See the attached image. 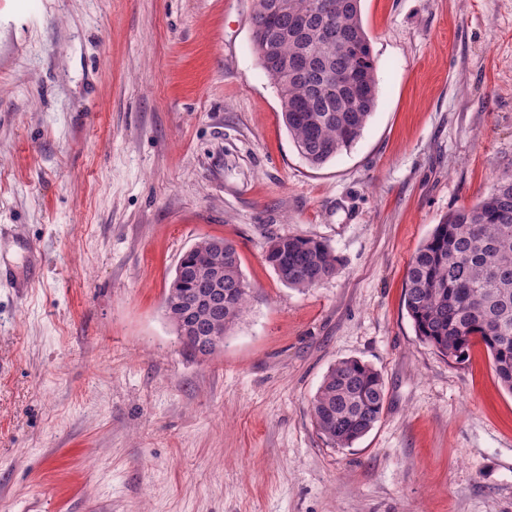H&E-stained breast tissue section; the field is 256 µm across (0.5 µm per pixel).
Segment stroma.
Masks as SVG:
<instances>
[{
    "label": "stroma",
    "instance_id": "1",
    "mask_svg": "<svg viewBox=\"0 0 512 512\" xmlns=\"http://www.w3.org/2000/svg\"><path fill=\"white\" fill-rule=\"evenodd\" d=\"M253 0H10L0 10V512H512V394L482 343L449 362L403 305L448 212L512 172V0H363L377 105L321 167L298 153ZM325 242L300 291L271 235ZM236 244L248 304L213 356L164 297ZM382 375L349 448L311 400ZM385 385L377 369L358 359L336 362L311 402L317 431L334 447L349 448L379 422Z\"/></svg>",
    "mask_w": 512,
    "mask_h": 512
}]
</instances>
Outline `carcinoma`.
Instances as JSON below:
<instances>
[{"mask_svg":"<svg viewBox=\"0 0 512 512\" xmlns=\"http://www.w3.org/2000/svg\"><path fill=\"white\" fill-rule=\"evenodd\" d=\"M254 0L257 57L280 92L284 123L299 152L319 167L350 148L377 104L376 67L361 18V0H288L273 12ZM224 258V304L195 313L198 335L214 325L228 331L242 317L247 285L236 246L204 238L181 257L164 306L174 325L181 301L207 287L202 270ZM265 260L286 285L308 289L336 271L324 242L297 235L268 238ZM404 306L419 338L461 363L472 340L490 353L502 387L512 393V174L469 206L450 211L417 248L405 276ZM385 385L377 369L358 359L336 362L313 397L317 431L333 446L349 448L379 422Z\"/></svg>","mask_w":512,"mask_h":512,"instance_id":"obj_1","label":"carcinoma"}]
</instances>
